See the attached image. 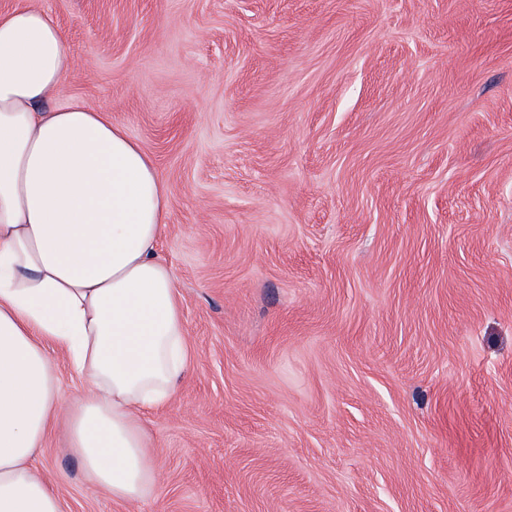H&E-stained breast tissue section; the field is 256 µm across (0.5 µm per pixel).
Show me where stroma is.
<instances>
[{
  "label": "stroma",
  "mask_w": 512,
  "mask_h": 512,
  "mask_svg": "<svg viewBox=\"0 0 512 512\" xmlns=\"http://www.w3.org/2000/svg\"><path fill=\"white\" fill-rule=\"evenodd\" d=\"M170 190L157 483L62 512H512V0H29Z\"/></svg>",
  "instance_id": "stroma-1"
}]
</instances>
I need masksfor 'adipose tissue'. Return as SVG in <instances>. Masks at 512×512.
Instances as JSON below:
<instances>
[{"instance_id":"ef3b65f1","label":"adipose tissue","mask_w":512,"mask_h":512,"mask_svg":"<svg viewBox=\"0 0 512 512\" xmlns=\"http://www.w3.org/2000/svg\"><path fill=\"white\" fill-rule=\"evenodd\" d=\"M73 66L45 11L0 12V512H61L32 465L59 410L48 345L87 388L68 413L69 449L118 501L151 496L139 413L166 404L191 361L158 254L169 188L107 112L53 106Z\"/></svg>"}]
</instances>
